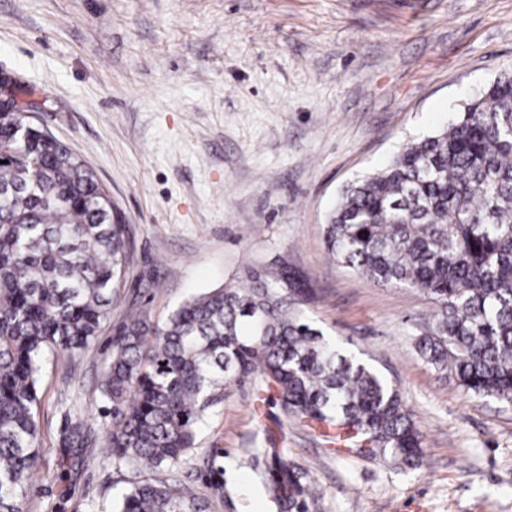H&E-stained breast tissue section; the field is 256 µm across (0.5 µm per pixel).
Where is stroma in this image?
Here are the masks:
<instances>
[{
	"mask_svg": "<svg viewBox=\"0 0 512 512\" xmlns=\"http://www.w3.org/2000/svg\"><path fill=\"white\" fill-rule=\"evenodd\" d=\"M95 172L130 229L132 264L98 340L49 357L39 460L23 512H112L139 480L113 465L97 391L130 307L287 269L304 316L401 392L420 467L329 451L234 383L180 465L208 512H268L250 448L285 446L318 512H512V404L464 393L413 348L432 303L334 258L342 189L512 75V0H0V74Z\"/></svg>",
	"mask_w": 512,
	"mask_h": 512,
	"instance_id": "35a3bbf8",
	"label": "stroma"
}]
</instances>
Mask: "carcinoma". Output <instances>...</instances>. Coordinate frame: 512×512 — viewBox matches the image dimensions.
Returning <instances> with one entry per match:
<instances>
[{
    "label": "carcinoma",
    "instance_id": "1",
    "mask_svg": "<svg viewBox=\"0 0 512 512\" xmlns=\"http://www.w3.org/2000/svg\"><path fill=\"white\" fill-rule=\"evenodd\" d=\"M129 229L93 170L21 113L0 116V512H21L38 463L47 354L100 335L129 267ZM328 251L380 286L428 297L415 348L464 392L512 403V77L389 165L341 192ZM288 272L253 271L153 323L130 308L100 384L112 405V460L158 480L131 482L113 512H204L179 472L230 382L252 380L285 415L351 455L419 465L421 436L398 390L324 339ZM275 512H311L321 493L286 448H258Z\"/></svg>",
    "mask_w": 512,
    "mask_h": 512
}]
</instances>
